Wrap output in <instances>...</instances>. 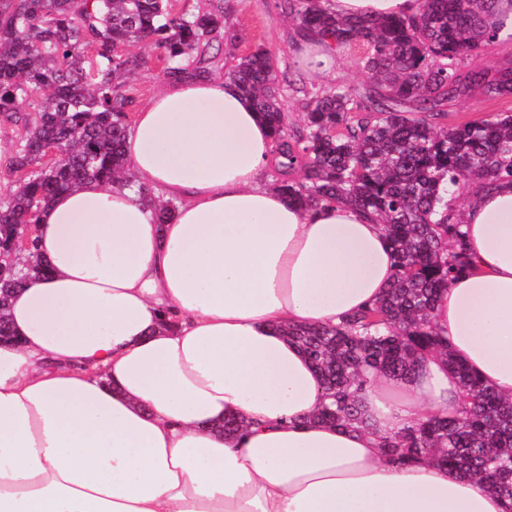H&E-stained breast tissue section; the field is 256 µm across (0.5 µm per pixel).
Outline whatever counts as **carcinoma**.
I'll list each match as a JSON object with an SVG mask.
<instances>
[{"label":"carcinoma","mask_w":512,"mask_h":512,"mask_svg":"<svg viewBox=\"0 0 512 512\" xmlns=\"http://www.w3.org/2000/svg\"><path fill=\"white\" fill-rule=\"evenodd\" d=\"M281 9L295 22V37L356 49L367 80L300 88L303 123L293 126L266 48L229 67L271 131L275 187L301 206L340 202L376 218L397 259L391 287L372 307L336 326L282 328L328 391L318 419L368 428L360 396L368 378H405L439 353L465 410L383 436L380 448L401 464L428 458L477 477L512 506V399L456 360L432 321L439 293L470 269L457 195L473 184L512 181L511 112L442 123L448 105L476 88L489 100L512 98V63L466 68L502 33L499 0H422L417 13L387 18L341 17L331 0H282ZM223 29L224 8L175 14L170 0H0V123L22 128L5 161L14 180L0 200V246L38 223L56 195L88 181L117 182L155 202L136 184L124 151L135 103L128 80L146 64L129 47L144 42L158 51L165 80L205 77ZM21 100L30 111L19 110ZM3 263L15 267L0 276V337L9 340V299L47 262L29 247Z\"/></svg>","instance_id":"carcinoma-1"}]
</instances>
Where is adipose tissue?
<instances>
[{
	"label": "adipose tissue",
	"instance_id": "adipose-tissue-1",
	"mask_svg": "<svg viewBox=\"0 0 512 512\" xmlns=\"http://www.w3.org/2000/svg\"><path fill=\"white\" fill-rule=\"evenodd\" d=\"M421 0H332L344 17ZM140 185L168 223L98 181L57 195L36 228L50 273L13 294L0 344V512H507L483 482L385 459L375 433L453 412L439 357L364 390L372 432L316 421V367L287 324L334 325L396 271L383 227L343 203L272 189L266 124L231 79L164 82L129 127ZM471 268L433 321L486 385L512 398V182L472 188ZM238 418L236 432L214 430Z\"/></svg>",
	"mask_w": 512,
	"mask_h": 512
}]
</instances>
